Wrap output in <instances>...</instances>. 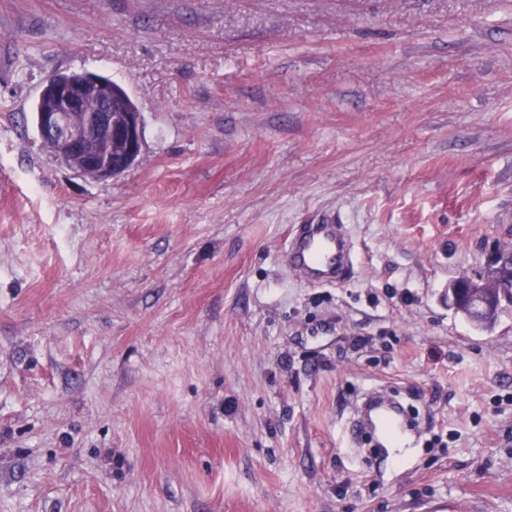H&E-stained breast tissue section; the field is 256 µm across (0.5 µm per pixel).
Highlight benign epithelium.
Masks as SVG:
<instances>
[{"label":"benign epithelium","instance_id":"obj_1","mask_svg":"<svg viewBox=\"0 0 512 512\" xmlns=\"http://www.w3.org/2000/svg\"><path fill=\"white\" fill-rule=\"evenodd\" d=\"M112 81L90 72L57 74L42 86L36 128L42 142L84 176L108 180L127 171L142 147L141 112L113 106ZM469 307L480 318L498 303L499 290L512 284V252L495 249L477 278L459 277Z\"/></svg>","mask_w":512,"mask_h":512}]
</instances>
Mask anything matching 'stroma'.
<instances>
[{
  "mask_svg": "<svg viewBox=\"0 0 512 512\" xmlns=\"http://www.w3.org/2000/svg\"><path fill=\"white\" fill-rule=\"evenodd\" d=\"M123 86L141 152L44 148L43 80ZM335 211L346 282L285 263ZM512 0H0V512H512ZM419 427L351 447L366 396ZM502 251H512V246L500 247ZM495 249L487 256L483 273L480 277H459L456 279L457 288L465 289L468 295L469 307L472 313L481 318L489 313L492 306L498 303L494 312L481 321H474L469 312V308L462 305L455 309L469 324L477 329H487L497 320L499 312L502 309L499 299V290L503 286L512 284V252L505 253ZM509 303L512 302V285L504 289Z\"/></svg>",
  "mask_w": 512,
  "mask_h": 512,
  "instance_id": "1",
  "label": "stroma"
}]
</instances>
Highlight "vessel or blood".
<instances>
[{
    "label": "vessel or blood",
    "instance_id": "vessel-or-blood-1",
    "mask_svg": "<svg viewBox=\"0 0 512 512\" xmlns=\"http://www.w3.org/2000/svg\"><path fill=\"white\" fill-rule=\"evenodd\" d=\"M286 255L290 271L311 283L332 285L349 279L355 269L352 241L332 211L324 212L318 222L298 225L288 237ZM410 429L400 409L381 403L369 420L353 421L347 435L355 442L367 431L378 447L394 448Z\"/></svg>",
    "mask_w": 512,
    "mask_h": 512
}]
</instances>
